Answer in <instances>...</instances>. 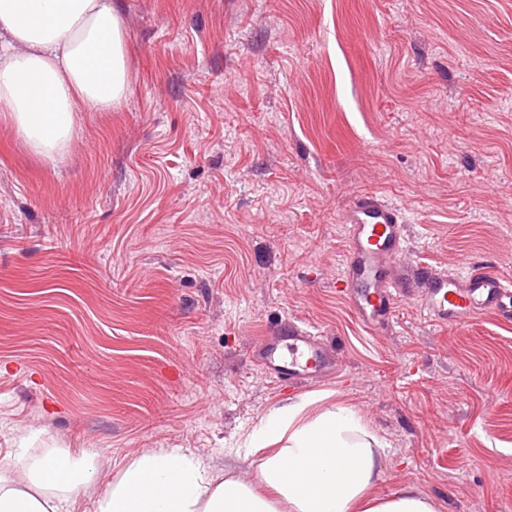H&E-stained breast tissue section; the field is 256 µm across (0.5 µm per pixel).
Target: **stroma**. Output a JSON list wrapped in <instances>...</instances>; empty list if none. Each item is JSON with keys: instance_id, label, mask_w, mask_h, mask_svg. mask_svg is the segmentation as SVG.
Listing matches in <instances>:
<instances>
[{"instance_id": "1", "label": "stroma", "mask_w": 512, "mask_h": 512, "mask_svg": "<svg viewBox=\"0 0 512 512\" xmlns=\"http://www.w3.org/2000/svg\"><path fill=\"white\" fill-rule=\"evenodd\" d=\"M131 79L51 163L0 120V458L94 457L97 495L142 452L236 455L298 396L251 360L300 322L388 444L379 496L512 512V323L360 322L341 215L375 193L405 261L512 284V0H120Z\"/></svg>"}]
</instances>
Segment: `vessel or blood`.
Segmentation results:
<instances>
[{"mask_svg":"<svg viewBox=\"0 0 512 512\" xmlns=\"http://www.w3.org/2000/svg\"><path fill=\"white\" fill-rule=\"evenodd\" d=\"M342 222L349 301L366 325L387 321L397 302L412 297L440 326L468 324L488 312L512 321V286L494 270L474 266L451 275L404 262L406 226L399 210L375 194L357 196ZM252 358L273 380L286 378L300 385L317 382L340 366L330 343L296 325L289 326L287 337H262Z\"/></svg>","mask_w":512,"mask_h":512,"instance_id":"1","label":"vessel or blood"}]
</instances>
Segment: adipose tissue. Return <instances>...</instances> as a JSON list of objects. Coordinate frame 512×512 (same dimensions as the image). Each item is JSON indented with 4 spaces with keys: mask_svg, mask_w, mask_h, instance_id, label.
Segmentation results:
<instances>
[{
    "mask_svg": "<svg viewBox=\"0 0 512 512\" xmlns=\"http://www.w3.org/2000/svg\"><path fill=\"white\" fill-rule=\"evenodd\" d=\"M129 66L114 0H0V118L35 154L53 160L73 142L78 107L108 112L125 97ZM316 396L272 408L246 437L258 480L214 476L193 454L146 451L98 495L95 512H438L411 485L384 497L387 444L349 406L317 414ZM86 459L58 451L0 466V512H64L88 484Z\"/></svg>",
    "mask_w": 512,
    "mask_h": 512,
    "instance_id": "1",
    "label": "adipose tissue"
}]
</instances>
